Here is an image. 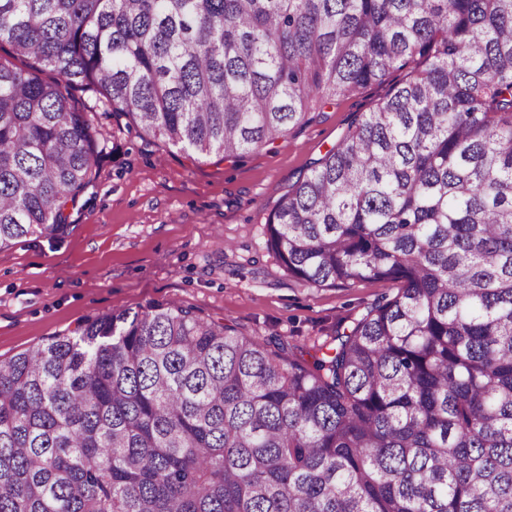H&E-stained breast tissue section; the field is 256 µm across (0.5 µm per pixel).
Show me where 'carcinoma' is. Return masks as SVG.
<instances>
[{"mask_svg":"<svg viewBox=\"0 0 512 512\" xmlns=\"http://www.w3.org/2000/svg\"><path fill=\"white\" fill-rule=\"evenodd\" d=\"M3 44L0 250L94 179L75 88L237 161L405 77L266 218L302 283L398 293L311 361L157 304L0 363V512H512V0H0Z\"/></svg>","mask_w":512,"mask_h":512,"instance_id":"obj_1","label":"carcinoma"}]
</instances>
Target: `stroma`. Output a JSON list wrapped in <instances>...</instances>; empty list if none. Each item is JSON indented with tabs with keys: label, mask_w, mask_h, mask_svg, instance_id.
I'll return each instance as SVG.
<instances>
[{
	"label": "stroma",
	"mask_w": 512,
	"mask_h": 512,
	"mask_svg": "<svg viewBox=\"0 0 512 512\" xmlns=\"http://www.w3.org/2000/svg\"><path fill=\"white\" fill-rule=\"evenodd\" d=\"M401 78L315 106L306 124L235 162L191 160L99 113L107 148L66 231L0 251V362L96 317L172 301L239 334L280 336L317 354L399 285H304L268 251L265 218L353 116L374 110Z\"/></svg>",
	"instance_id": "35a3bbf8"
}]
</instances>
